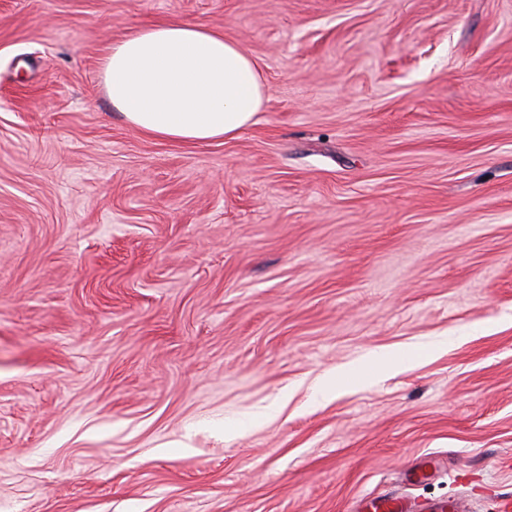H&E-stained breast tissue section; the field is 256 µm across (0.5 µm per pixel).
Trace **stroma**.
<instances>
[{
  "label": "stroma",
  "instance_id": "1",
  "mask_svg": "<svg viewBox=\"0 0 512 512\" xmlns=\"http://www.w3.org/2000/svg\"><path fill=\"white\" fill-rule=\"evenodd\" d=\"M158 22L253 56L254 125L121 120ZM378 493L512 497V0H0V512Z\"/></svg>",
  "mask_w": 512,
  "mask_h": 512
}]
</instances>
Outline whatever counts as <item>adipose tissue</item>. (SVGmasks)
I'll return each mask as SVG.
<instances>
[{
  "label": "adipose tissue",
  "mask_w": 512,
  "mask_h": 512,
  "mask_svg": "<svg viewBox=\"0 0 512 512\" xmlns=\"http://www.w3.org/2000/svg\"><path fill=\"white\" fill-rule=\"evenodd\" d=\"M100 76L125 123L183 143L238 136L268 98L248 52L224 33L189 22L146 25L113 41Z\"/></svg>",
  "instance_id": "ef3b65f1"
}]
</instances>
